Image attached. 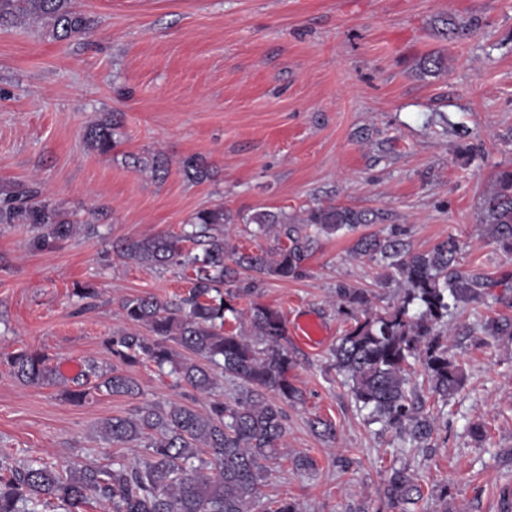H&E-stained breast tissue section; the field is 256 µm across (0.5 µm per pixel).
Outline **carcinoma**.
<instances>
[{
	"label": "carcinoma",
	"mask_w": 512,
	"mask_h": 512,
	"mask_svg": "<svg viewBox=\"0 0 512 512\" xmlns=\"http://www.w3.org/2000/svg\"><path fill=\"white\" fill-rule=\"evenodd\" d=\"M18 23L40 24L54 37L88 35L93 29L92 20L74 11L69 0H0V26ZM120 123L121 114H104L86 128V143L100 154L111 153ZM181 171L197 183L211 177L209 166L195 156L182 160ZM38 196L35 188L22 190L6 200L3 215L5 222L19 217L37 229L31 247L64 240L82 226ZM483 209L488 234L512 254V166L497 173ZM380 220L378 211L336 204L309 208L300 219L259 211L246 223L256 225L255 234H272L285 243L273 251L248 253L229 247L224 225L234 217L219 204L197 211L179 233L112 243L114 252L141 266H180L190 269L192 277L188 295L178 301L152 295L123 299L131 329L107 338L110 353L130 366L167 367L177 385L203 396L213 394L218 370L237 380L240 390L233 399H211L200 410L176 402L146 403L125 417L104 421L100 432L108 444L148 450L134 465L75 463L60 471L37 460L0 462V512H37L53 503L64 512H83L92 498L111 503L113 512H253L268 462L285 447L283 404L299 400L300 392L293 382L294 359L284 345L288 328L282 312L257 301L245 312L238 309L239 276L252 273L254 291L266 278H302L320 238L353 233ZM82 227L96 232L93 224ZM405 236V230L394 227L384 235L355 239L353 254L375 262L383 269L384 283L399 284L404 296L394 306L371 312L361 290L337 284L336 302L364 309L365 318L346 331L331 356L333 368L371 420L427 447L437 416L425 411L423 396L411 385L412 369L420 365L432 396L448 404L462 383L458 365L448 356V316L478 302L496 282L460 270L462 247L456 237L414 252ZM190 244L201 247V253L190 250ZM229 313L236 319L247 315L248 330H224ZM487 330L512 341V320L490 319ZM173 342L199 361L181 358ZM4 363L25 385L49 386L59 380L57 366L38 350L17 349ZM70 382L67 397L74 404L84 403L93 391L130 398L140 394L132 377L104 372L93 361ZM201 454L207 459L190 465ZM415 494L420 490L413 476L404 468L394 470L384 489L391 508L403 509Z\"/></svg>",
	"instance_id": "1"
}]
</instances>
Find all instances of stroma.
<instances>
[{
  "instance_id": "stroma-1",
  "label": "stroma",
  "mask_w": 512,
  "mask_h": 512,
  "mask_svg": "<svg viewBox=\"0 0 512 512\" xmlns=\"http://www.w3.org/2000/svg\"><path fill=\"white\" fill-rule=\"evenodd\" d=\"M91 17L87 36L0 27V200L30 185L43 199L95 224L32 249L33 230L0 224V354L21 347L133 377L138 399L94 393L65 400L62 385L20 384L0 364V461L99 466L146 456L102 441L99 423L140 403H192L150 365L128 366L105 347L127 329L122 298L187 294L190 270L149 269L114 253L117 239L180 231L198 210L237 217L224 235L238 250L275 247L254 236L259 210L301 217L319 204L380 209L405 226L411 248L448 236L461 268L494 278V299L448 321V354L463 381L440 413L429 447L381 431L358 411L331 366L350 321L336 286L364 291L371 310L397 304V284L354 256V234L321 239L308 277L268 279L256 300L287 320L306 314L326 329L311 347L289 337L300 402L286 405L287 447L260 485L255 512L294 501L298 512H390L393 469L415 473L422 497L409 512H512V343L486 336L512 319V255L487 236L481 204L500 166L512 164V0H71ZM470 22L442 37V19ZM446 67L421 73L428 54ZM119 112L117 145L91 150L85 128ZM167 155L159 180L132 156ZM202 159L212 176L188 181L178 164ZM95 288L91 307L75 285ZM331 422L336 435L310 423ZM484 423L485 440L471 437ZM312 460L304 471L296 457Z\"/></svg>"
}]
</instances>
